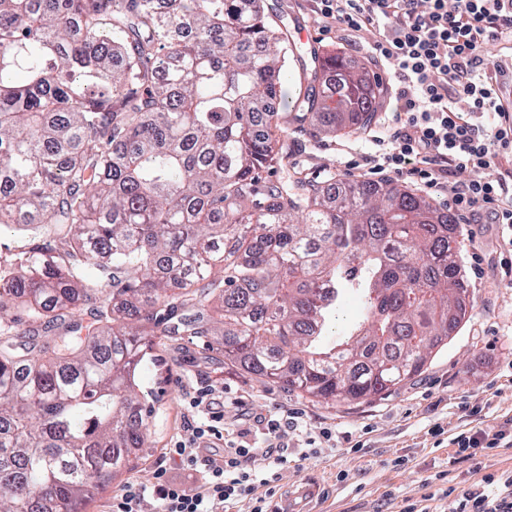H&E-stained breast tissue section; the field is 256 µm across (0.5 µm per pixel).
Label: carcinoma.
Returning <instances> with one entry per match:
<instances>
[{
	"mask_svg": "<svg viewBox=\"0 0 512 512\" xmlns=\"http://www.w3.org/2000/svg\"><path fill=\"white\" fill-rule=\"evenodd\" d=\"M295 53L262 0H0V224L28 238L0 276V512H82L137 457L157 336L359 404L466 317L457 225L433 203L262 176L286 158L281 113L317 138L381 104L341 55L282 98ZM347 290L364 313L329 342Z\"/></svg>",
	"mask_w": 512,
	"mask_h": 512,
	"instance_id": "1",
	"label": "carcinoma"
}]
</instances>
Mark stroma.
Wrapping results in <instances>:
<instances>
[{
  "instance_id": "35a3bbf8",
  "label": "stroma",
  "mask_w": 512,
  "mask_h": 512,
  "mask_svg": "<svg viewBox=\"0 0 512 512\" xmlns=\"http://www.w3.org/2000/svg\"><path fill=\"white\" fill-rule=\"evenodd\" d=\"M264 7L269 17H287L304 51L344 53L388 82V73L371 64L367 34L346 38L334 21L321 17L315 0H266ZM395 108V101H385L376 121L355 133H289L283 140L289 174L415 188L413 179L369 170L364 162ZM457 241L470 301L465 319L421 375L365 403H318L225 364L222 352L206 349L197 338L156 337L157 361L145 365L141 378L154 409L151 454L131 462L108 487L92 491L86 512H109L125 483L152 484L161 471L188 481L166 450L187 425L188 392L202 386L220 390L225 428L245 433L250 443L263 441L264 419L299 418L297 430L285 438L288 461L279 487L271 492L256 486L253 495L225 505L224 512H254L258 499L284 497L303 479L319 484L322 493L311 512H402L409 504L421 512H460L465 492L490 479L500 484L512 478V447L470 459L454 443L462 433L512 429V279L504 273L512 258V231L463 224Z\"/></svg>"
}]
</instances>
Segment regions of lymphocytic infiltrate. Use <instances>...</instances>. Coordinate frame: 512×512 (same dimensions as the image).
<instances>
[{"mask_svg": "<svg viewBox=\"0 0 512 512\" xmlns=\"http://www.w3.org/2000/svg\"><path fill=\"white\" fill-rule=\"evenodd\" d=\"M323 18L351 31H368L370 53L397 82L394 122L367 156L376 170L417 178L425 192L441 195L455 178L454 210L471 224L512 230V185L482 178L490 167L512 162V114L499 91L507 74L490 61L489 45L512 34V0H319ZM466 109H457V101ZM213 390L200 387L188 402L194 420L168 453L195 483L129 482L112 497L111 512H216L218 505L252 493L255 483L282 480L287 461L280 444L295 421L266 422L264 447L224 436V412ZM263 462L256 474L255 462Z\"/></svg>", "mask_w": 512, "mask_h": 512, "instance_id": "obj_1", "label": "lymphocytic infiltrate"}]
</instances>
